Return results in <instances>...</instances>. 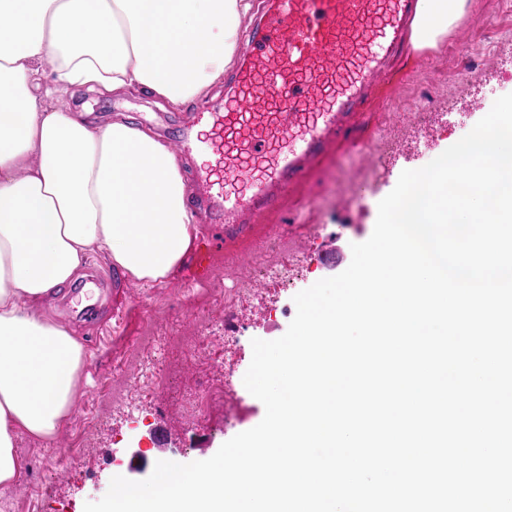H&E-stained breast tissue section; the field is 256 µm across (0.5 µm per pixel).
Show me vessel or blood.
Listing matches in <instances>:
<instances>
[{
  "label": "vessel or blood",
  "mask_w": 512,
  "mask_h": 512,
  "mask_svg": "<svg viewBox=\"0 0 512 512\" xmlns=\"http://www.w3.org/2000/svg\"><path fill=\"white\" fill-rule=\"evenodd\" d=\"M416 0H266L223 106L182 129L200 200L235 238L342 139L411 28Z\"/></svg>",
  "instance_id": "vessel-or-blood-1"
}]
</instances>
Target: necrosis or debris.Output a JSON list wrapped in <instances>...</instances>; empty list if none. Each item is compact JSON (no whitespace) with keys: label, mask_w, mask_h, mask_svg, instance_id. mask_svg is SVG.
Returning a JSON list of instances; mask_svg holds the SVG:
<instances>
[{"label":"necrosis or debris","mask_w":512,"mask_h":512,"mask_svg":"<svg viewBox=\"0 0 512 512\" xmlns=\"http://www.w3.org/2000/svg\"><path fill=\"white\" fill-rule=\"evenodd\" d=\"M240 327L238 313L231 310L225 311L223 317L210 319L201 336H160L155 332L154 323H147L143 335L128 339L122 376L112 381L104 407L98 411L95 420L83 424L81 446L73 452V460H81L85 449L93 446L97 429L104 423L108 408H131V394L124 380L128 374L135 376L143 393L151 394L162 388L173 394L175 402H188L190 412L185 420L186 432H193L199 423L210 420L216 402L223 400L227 387L202 378L189 390H181L177 384L182 368L180 353L190 345L197 356L210 357L211 337L220 334L225 341H232Z\"/></svg>","instance_id":"necrosis-or-debris-1"}]
</instances>
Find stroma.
Instances as JSON below:
<instances>
[{
  "label": "stroma",
  "instance_id": "35a3bbf8",
  "mask_svg": "<svg viewBox=\"0 0 512 512\" xmlns=\"http://www.w3.org/2000/svg\"><path fill=\"white\" fill-rule=\"evenodd\" d=\"M471 2L469 13L437 48H404L393 71L376 80L374 94L359 109L358 141L332 146L288 196L256 217L246 236L225 239L221 226L202 216L182 264L170 277L155 283L134 280L107 256L94 253L75 274L74 285L37 305L39 315L70 331L86 358L76 403L55 436L48 441L25 432L15 436L14 451L22 463L11 485L15 512H84L86 502L106 494L114 476L146 479L161 456L177 463L208 459L224 442L261 422L265 408L243 384L252 339L284 335L296 314L294 296L348 267L352 244L371 236L378 204L401 172L427 165L465 136L498 97L512 93V0ZM223 99L224 85L218 82L206 95L177 109L149 92H79L70 106L97 125L131 117L174 146L183 125ZM301 256L312 262L287 285L269 284L257 273L259 267ZM218 273L225 283L238 280L257 292L241 310L237 339L229 344L218 339L212 347L210 376L223 380L225 361L235 365L237 420L225 425L219 412L188 436L179 413H164L160 398L139 397L135 405L142 424H130L125 413H113L85 462L71 465L81 423L100 405L124 359L125 337L140 334L151 309L158 312L161 334L192 335L193 305L185 306L176 323L165 311L190 290L206 288ZM93 303L100 308L98 318H80L78 309ZM161 425L170 434L163 448L154 444Z\"/></svg>",
  "mask_w": 512,
  "mask_h": 512
}]
</instances>
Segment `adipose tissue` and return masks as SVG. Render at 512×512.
<instances>
[{
  "mask_svg": "<svg viewBox=\"0 0 512 512\" xmlns=\"http://www.w3.org/2000/svg\"><path fill=\"white\" fill-rule=\"evenodd\" d=\"M253 0H0V485L17 431L52 438L85 363L64 326L34 312L90 253L166 279L194 216L176 154L121 117L98 126L69 89L154 93L179 108L224 76ZM470 0H421L414 47L435 46Z\"/></svg>",
  "mask_w": 512,
  "mask_h": 512,
  "instance_id": "adipose-tissue-1",
  "label": "adipose tissue"
}]
</instances>
